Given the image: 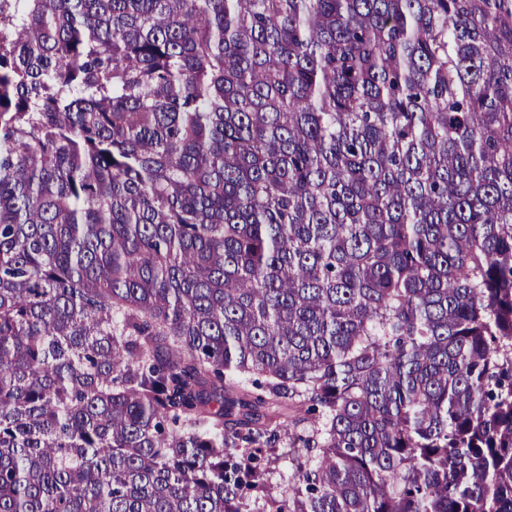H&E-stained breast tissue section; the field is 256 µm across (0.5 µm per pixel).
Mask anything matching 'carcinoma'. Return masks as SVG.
<instances>
[{
	"instance_id": "carcinoma-1",
	"label": "carcinoma",
	"mask_w": 512,
	"mask_h": 512,
	"mask_svg": "<svg viewBox=\"0 0 512 512\" xmlns=\"http://www.w3.org/2000/svg\"><path fill=\"white\" fill-rule=\"evenodd\" d=\"M258 502L512 512V0H0V512Z\"/></svg>"
}]
</instances>
